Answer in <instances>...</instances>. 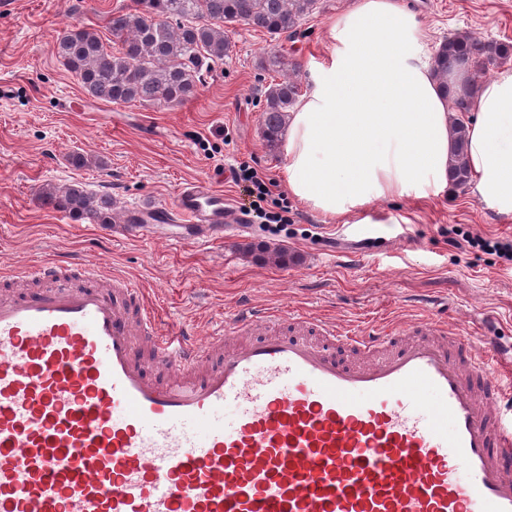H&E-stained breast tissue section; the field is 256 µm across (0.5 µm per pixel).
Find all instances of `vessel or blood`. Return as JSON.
I'll return each mask as SVG.
<instances>
[{"label": "vessel or blood", "instance_id": "vessel-or-blood-1", "mask_svg": "<svg viewBox=\"0 0 512 512\" xmlns=\"http://www.w3.org/2000/svg\"><path fill=\"white\" fill-rule=\"evenodd\" d=\"M161 212L241 220L200 182ZM6 279L0 512H512V380L491 373L512 348L277 309L177 343L137 281L92 263Z\"/></svg>", "mask_w": 512, "mask_h": 512}]
</instances>
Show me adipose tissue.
<instances>
[{
	"label": "adipose tissue",
	"mask_w": 512,
	"mask_h": 512,
	"mask_svg": "<svg viewBox=\"0 0 512 512\" xmlns=\"http://www.w3.org/2000/svg\"><path fill=\"white\" fill-rule=\"evenodd\" d=\"M426 31L399 0H352L327 26L329 59L288 115L291 196L329 219L378 200H425L449 186L453 98L474 102L470 180L486 207L512 219V62L476 80L470 64L440 83L423 58Z\"/></svg>",
	"instance_id": "obj_1"
}]
</instances>
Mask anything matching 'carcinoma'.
Returning a JSON list of instances; mask_svg holds the SVG:
<instances>
[{"instance_id":"cac0c4a2","label":"carcinoma","mask_w":512,"mask_h":512,"mask_svg":"<svg viewBox=\"0 0 512 512\" xmlns=\"http://www.w3.org/2000/svg\"><path fill=\"white\" fill-rule=\"evenodd\" d=\"M318 0H132L112 16L111 39L103 42L93 30L72 27L55 42V53L87 94L106 103L157 102L175 106L194 95L204 73L224 60L231 43L224 25L243 23L271 36L297 31L317 9ZM512 56L509 42H481L468 35L443 41L434 56L440 78L460 63L480 72ZM300 97L297 82L283 80L265 93L263 126L269 146L278 144L288 113ZM455 144L449 169L450 184L465 188L470 180L465 162L466 125L454 120ZM45 204L66 210L77 221L112 223V197L87 192L78 184L46 185ZM260 262L288 266L298 257L263 244L248 246Z\"/></svg>"}]
</instances>
